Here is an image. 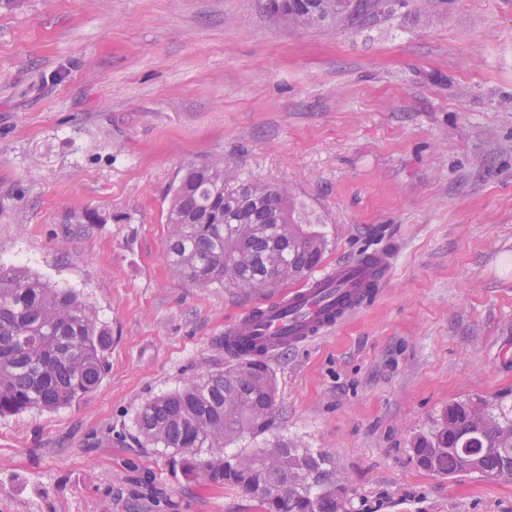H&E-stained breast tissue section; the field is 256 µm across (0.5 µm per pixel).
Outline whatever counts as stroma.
I'll return each mask as SVG.
<instances>
[{
    "mask_svg": "<svg viewBox=\"0 0 512 512\" xmlns=\"http://www.w3.org/2000/svg\"><path fill=\"white\" fill-rule=\"evenodd\" d=\"M218 157L287 188L323 263L399 248L374 301L268 359L274 423L230 449L327 457L348 512H512V478L411 451L449 402L512 404V0L309 29L258 0L0 5V262L74 289L111 334L93 391L0 417V512H259L137 428L234 365L225 327L293 287L202 291L167 262L168 193Z\"/></svg>",
    "mask_w": 512,
    "mask_h": 512,
    "instance_id": "35a3bbf8",
    "label": "stroma"
}]
</instances>
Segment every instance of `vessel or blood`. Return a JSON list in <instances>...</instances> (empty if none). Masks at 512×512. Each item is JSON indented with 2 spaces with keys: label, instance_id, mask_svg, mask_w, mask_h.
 <instances>
[{
  "label": "vessel or blood",
  "instance_id": "obj_1",
  "mask_svg": "<svg viewBox=\"0 0 512 512\" xmlns=\"http://www.w3.org/2000/svg\"><path fill=\"white\" fill-rule=\"evenodd\" d=\"M393 260L392 249L385 246L317 268L299 288L226 329L225 350L238 358L265 359L332 332L377 297L391 276Z\"/></svg>",
  "mask_w": 512,
  "mask_h": 512
}]
</instances>
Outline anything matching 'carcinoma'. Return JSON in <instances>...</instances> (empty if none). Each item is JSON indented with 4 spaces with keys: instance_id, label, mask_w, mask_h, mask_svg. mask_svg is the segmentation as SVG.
I'll list each match as a JSON object with an SVG mask.
<instances>
[{
    "instance_id": "1",
    "label": "carcinoma",
    "mask_w": 512,
    "mask_h": 512,
    "mask_svg": "<svg viewBox=\"0 0 512 512\" xmlns=\"http://www.w3.org/2000/svg\"><path fill=\"white\" fill-rule=\"evenodd\" d=\"M261 8L276 23L307 29L358 20L382 8L381 0H278ZM164 254L193 287L249 288L303 279L320 263L327 238L288 192L254 181L213 159L190 165L170 190ZM110 333L95 305L70 288H57L0 263V416L68 406L103 380ZM277 393L269 367L240 362L185 383L148 402L137 426L150 441L183 454V468L206 486L242 489L260 512H336L324 492L333 481L330 461L285 442L227 453L240 431L269 430ZM493 424L473 433L466 401L448 405L418 435L412 459L439 476L459 475L460 449L479 448L486 471H512L505 451L512 408L489 406ZM254 457L253 474L237 467ZM305 468L295 483L293 468Z\"/></svg>"
}]
</instances>
